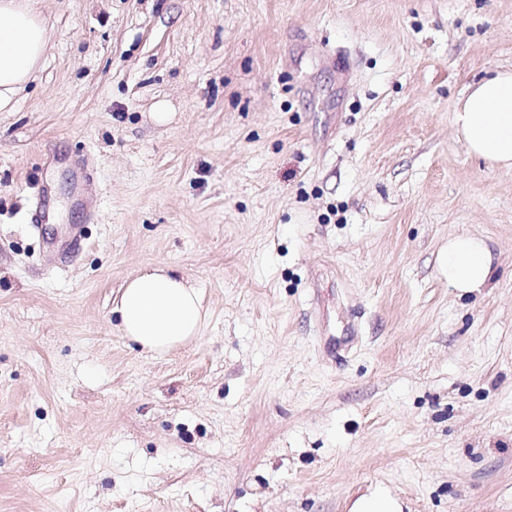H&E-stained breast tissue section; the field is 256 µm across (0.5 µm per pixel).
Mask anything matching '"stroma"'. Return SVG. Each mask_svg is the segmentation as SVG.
<instances>
[{"mask_svg": "<svg viewBox=\"0 0 512 512\" xmlns=\"http://www.w3.org/2000/svg\"><path fill=\"white\" fill-rule=\"evenodd\" d=\"M32 2L50 50L0 112V512H512V170L452 121L512 69V0ZM464 234L477 294L443 266ZM157 265L208 311L160 357L112 311ZM448 284L458 292L471 294L486 288L492 276V255L486 241L477 236L449 238ZM401 510L402 506L397 498L384 489H377L358 498L350 512H402Z\"/></svg>", "mask_w": 512, "mask_h": 512, "instance_id": "1", "label": "stroma"}]
</instances>
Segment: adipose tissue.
<instances>
[{
	"label": "adipose tissue",
	"mask_w": 512,
	"mask_h": 512,
	"mask_svg": "<svg viewBox=\"0 0 512 512\" xmlns=\"http://www.w3.org/2000/svg\"><path fill=\"white\" fill-rule=\"evenodd\" d=\"M43 18L24 0H0V110L33 79L48 50ZM469 152L488 167L512 170V70L471 84L453 114ZM448 283L464 294L481 291L492 276L483 238H449ZM115 311L120 331L148 353L163 355L199 336L206 320L201 294L187 278L156 267L128 279Z\"/></svg>",
	"instance_id": "obj_1"
}]
</instances>
